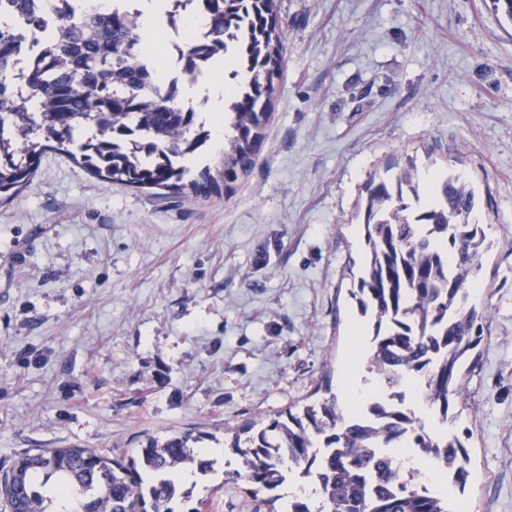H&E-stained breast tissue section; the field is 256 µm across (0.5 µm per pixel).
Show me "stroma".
Instances as JSON below:
<instances>
[{
    "label": "stroma",
    "mask_w": 512,
    "mask_h": 512,
    "mask_svg": "<svg viewBox=\"0 0 512 512\" xmlns=\"http://www.w3.org/2000/svg\"><path fill=\"white\" fill-rule=\"evenodd\" d=\"M283 77L229 196L160 200L46 152L0 208V466L31 448L131 457L263 425L369 378L350 290L365 186L395 161L464 171L492 242L484 340L454 410L464 512H512V21L491 0H280ZM180 512H271L216 461Z\"/></svg>",
    "instance_id": "stroma-1"
}]
</instances>
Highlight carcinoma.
Returning a JSON list of instances; mask_svg holds the SVG:
<instances>
[{
  "label": "carcinoma",
  "mask_w": 512,
  "mask_h": 512,
  "mask_svg": "<svg viewBox=\"0 0 512 512\" xmlns=\"http://www.w3.org/2000/svg\"><path fill=\"white\" fill-rule=\"evenodd\" d=\"M21 22L0 29V207L26 188L43 154L64 152L89 174L116 186L150 189L159 198L232 194L254 167L272 118L275 83L283 70L279 0H202L213 30L211 43L183 60L190 77L208 60L224 58L245 75L229 105L231 136L221 168L197 177L174 158L199 149L208 134L197 113L158 86L157 66L139 62L145 48L135 17L117 11L57 26L48 23L38 0H11ZM41 32L37 62L14 76L29 34ZM140 133L137 152L123 148L126 133ZM363 240L367 261L351 289L367 321L369 359L397 382L400 371L427 375L428 401L456 421L462 367L482 341L487 308L469 301L490 247L472 218L473 192L456 172L432 175L412 160L388 165L367 185ZM382 419L343 417L332 396L288 411L263 426L234 432L229 448L240 467L224 470V482L243 479L254 493L281 499L288 471L324 473L318 512H453L448 494L422 492L400 483L393 455L375 448L398 441L410 420L373 407ZM246 437H241V434ZM202 436L176 433L139 449L140 464L88 448L32 449L0 472V495L9 512H176L190 492L175 489L174 475L192 468L213 473ZM286 448L289 463L269 456ZM413 447L440 449L463 489L472 477L468 445L458 436L433 443L420 430Z\"/></svg>",
  "instance_id": "cac0c4a2"
}]
</instances>
